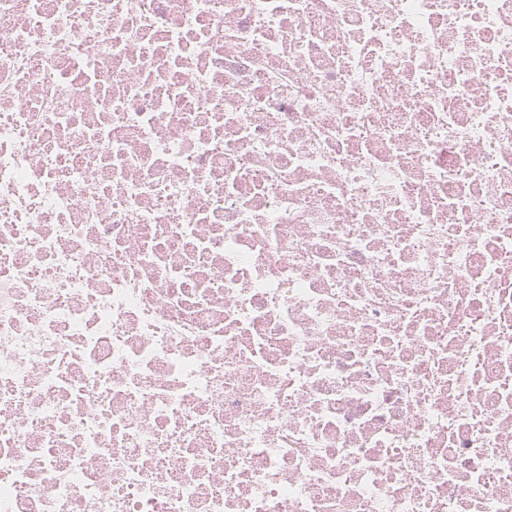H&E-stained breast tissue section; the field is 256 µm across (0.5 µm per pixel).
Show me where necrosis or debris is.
Masks as SVG:
<instances>
[{"instance_id": "obj_1", "label": "necrosis or debris", "mask_w": 512, "mask_h": 512, "mask_svg": "<svg viewBox=\"0 0 512 512\" xmlns=\"http://www.w3.org/2000/svg\"><path fill=\"white\" fill-rule=\"evenodd\" d=\"M0 512H512V0H0Z\"/></svg>"}]
</instances>
